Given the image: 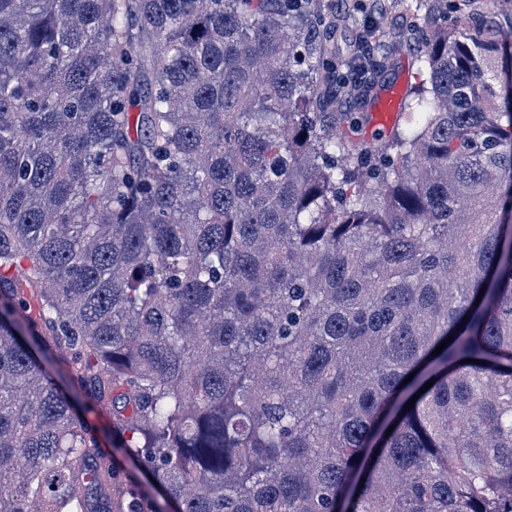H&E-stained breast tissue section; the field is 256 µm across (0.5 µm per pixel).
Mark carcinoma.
Instances as JSON below:
<instances>
[{"instance_id": "1", "label": "carcinoma", "mask_w": 512, "mask_h": 512, "mask_svg": "<svg viewBox=\"0 0 512 512\" xmlns=\"http://www.w3.org/2000/svg\"><path fill=\"white\" fill-rule=\"evenodd\" d=\"M428 8L365 140L319 0H0V512H158L59 357L176 512H512V47ZM394 59H395V66L391 71H389L388 74L390 76L387 78V80L392 78H397L400 75H406V85L404 94L402 96V100L405 98L407 91L410 89L411 85H415V83H418L421 79L418 75V66L419 63L415 62V57L413 54V51L408 50H399L395 52ZM401 100V103H402ZM403 108V103H402ZM50 370L64 388L77 396L79 408L96 424L101 449L105 452H112L115 463L127 473L136 476L146 486V490L154 494L164 512H174L168 511L169 509H173V507L168 505L156 492L151 491L142 472L137 468V465L120 452H117L115 448H112V407L99 405L95 400L86 396L72 384L69 381L64 365L60 361L53 363Z\"/></svg>"}]
</instances>
